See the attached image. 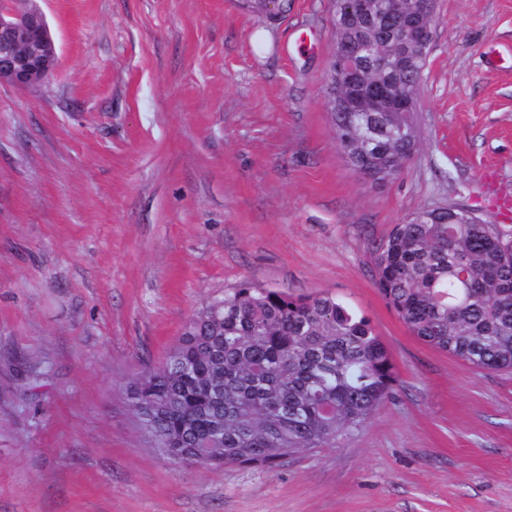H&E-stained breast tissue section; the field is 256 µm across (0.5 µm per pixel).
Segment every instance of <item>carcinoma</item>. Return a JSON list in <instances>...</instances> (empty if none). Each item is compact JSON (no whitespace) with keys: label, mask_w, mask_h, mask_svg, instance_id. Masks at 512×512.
I'll list each match as a JSON object with an SVG mask.
<instances>
[{"label":"carcinoma","mask_w":512,"mask_h":512,"mask_svg":"<svg viewBox=\"0 0 512 512\" xmlns=\"http://www.w3.org/2000/svg\"><path fill=\"white\" fill-rule=\"evenodd\" d=\"M392 112H338L350 169L396 178L420 144ZM461 206L424 208L378 248L375 285L411 333L469 366L512 370V237ZM396 382L368 320L329 295L243 284L198 310L127 388L173 461L273 470L364 424Z\"/></svg>","instance_id":"carcinoma-1"}]
</instances>
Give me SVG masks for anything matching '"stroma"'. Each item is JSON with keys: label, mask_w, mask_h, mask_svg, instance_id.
Returning a JSON list of instances; mask_svg holds the SVG:
<instances>
[{"label": "stroma", "mask_w": 512, "mask_h": 512, "mask_svg": "<svg viewBox=\"0 0 512 512\" xmlns=\"http://www.w3.org/2000/svg\"><path fill=\"white\" fill-rule=\"evenodd\" d=\"M57 64L0 85V512H512V373L423 343L374 283L423 208L512 234V0H436L421 144L355 175L325 109L331 0H37ZM329 294L390 399L274 471L158 454L126 399L242 283Z\"/></svg>", "instance_id": "obj_1"}]
</instances>
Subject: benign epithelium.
Returning a JSON list of instances; mask_svg holds the SVG:
<instances>
[{"instance_id":"obj_1","label":"benign epithelium","mask_w":512,"mask_h":512,"mask_svg":"<svg viewBox=\"0 0 512 512\" xmlns=\"http://www.w3.org/2000/svg\"><path fill=\"white\" fill-rule=\"evenodd\" d=\"M408 9L400 0H349L350 28L336 32L329 61L327 111L417 112L418 93L408 76L432 36L434 0ZM57 54L47 21L32 0H0V84L16 88L43 81Z\"/></svg>"}]
</instances>
